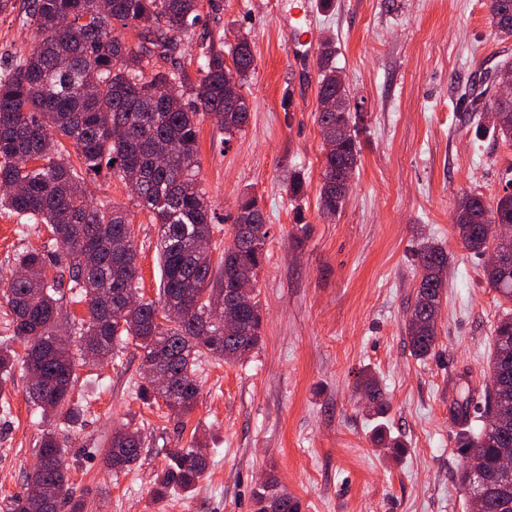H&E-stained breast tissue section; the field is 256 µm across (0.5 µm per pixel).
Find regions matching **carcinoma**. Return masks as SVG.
<instances>
[{"mask_svg": "<svg viewBox=\"0 0 512 512\" xmlns=\"http://www.w3.org/2000/svg\"><path fill=\"white\" fill-rule=\"evenodd\" d=\"M31 0L27 24L39 37L32 52L0 67V210L52 234L54 251L28 249L14 258L24 276L0 280V297L10 315L11 338L0 345V388L16 365L39 372L28 386V401L48 422L38 448L42 466L27 484L28 491L10 502L8 512H84V501L69 487L66 464L56 428L83 419L72 404L76 353L107 359L131 339L141 350V363L164 366L170 378L166 390L146 389L153 403L181 422L194 410L199 395L195 373L201 358L224 362L242 359L261 339L259 303L243 312L236 328L210 317L213 298L227 288L254 287L266 256L265 218L256 198L242 200L233 224L232 244L218 259L197 244L211 240V208L199 182L200 117L210 115L228 136L248 120L243 93L232 92L226 74L236 71L238 84L253 69L245 41L224 50L209 48L196 79L186 70L157 69L190 36L201 19L204 0ZM492 23L512 35V0H491ZM138 29V43L129 45L112 36V24ZM334 49L323 43L319 56L318 95L340 98L341 112H319L323 135L339 137V151L325 155L318 210L334 218L346 204L336 190L344 169L360 162L357 116L350 112L349 93L333 65ZM512 113L511 99L469 100L472 112L488 106ZM75 148L77 162L66 154L64 142ZM173 145L161 154L156 145ZM107 166L122 180L137 174L134 190L138 207L158 225L157 254L161 269L159 298L141 299L133 306L127 296L138 293L139 268L134 229L121 209L92 205L84 191L87 178ZM483 224L512 225V191H504L493 207L469 195L458 203L454 226L462 243L477 254L490 249ZM501 263L485 266L489 287L512 300V243L498 244ZM450 257L435 243L416 253L420 272L417 296L427 295V307L414 304L406 332L412 353L425 357L435 349L441 296L447 288ZM69 287L87 305L88 318L60 331V299ZM22 346L18 352L16 346ZM78 352H73V346ZM487 388L474 410L477 429L462 434L459 447L465 465L459 481L466 493L479 492L482 512H512V476L500 459L512 455V428L498 431L492 418L512 412V313L493 330V350L485 369ZM143 448L139 429L125 424L112 432L105 449L106 463L124 470ZM206 454L183 448L157 476L152 494L163 500L172 493H190L205 477ZM254 512H299L298 502L274 480L258 486Z\"/></svg>", "mask_w": 512, "mask_h": 512, "instance_id": "1", "label": "carcinoma"}]
</instances>
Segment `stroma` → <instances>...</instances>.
Masks as SVG:
<instances>
[{
  "label": "stroma",
  "instance_id": "35a3bbf8",
  "mask_svg": "<svg viewBox=\"0 0 512 512\" xmlns=\"http://www.w3.org/2000/svg\"><path fill=\"white\" fill-rule=\"evenodd\" d=\"M318 38L295 61L281 0H212L177 63L196 73L214 34L247 36L255 68L242 92L250 120L233 137L200 125V179L211 204L213 254L232 241L245 194L256 196L269 236L258 272L261 343L236 363L203 359L197 405L184 424L146 404L141 352L76 361L72 398L82 423L57 437L70 486L85 512H253L258 484L275 479L300 512H471L458 486L464 457L450 401L480 397L491 330L508 306L483 278L486 256L463 247L453 225L461 197L495 205L512 168V144L467 112L469 96L493 98L487 76L512 62V37L493 26L489 0H313ZM28 0L0 15V64L27 55L37 37ZM334 62L358 114L361 156L335 219L320 216L323 139L317 59ZM304 194L291 199L288 178ZM94 203L126 210L135 230L140 287L158 297L157 227L109 169L88 184ZM46 225L0 212V274L14 256L47 250ZM452 258L434 352L414 357L406 321L420 282L415 252L426 242ZM372 377L388 408L374 414L360 389ZM15 368L0 389V512L26 488L44 422ZM141 429L145 446L129 470L104 462L113 429ZM383 432L402 441L378 447ZM201 444L209 469L190 495L154 500V480L176 449Z\"/></svg>",
  "mask_w": 512,
  "mask_h": 512
}]
</instances>
